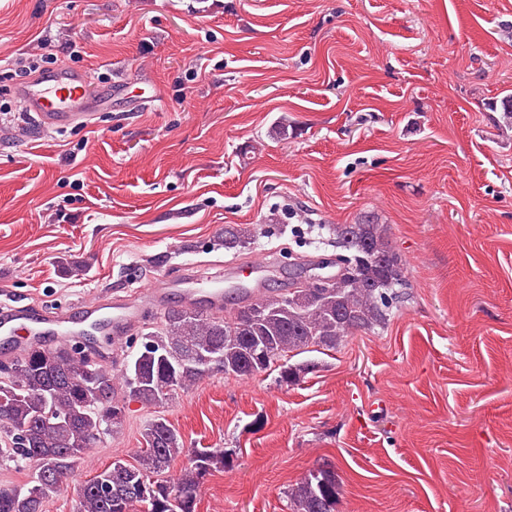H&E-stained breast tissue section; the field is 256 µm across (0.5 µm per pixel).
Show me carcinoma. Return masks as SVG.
I'll list each match as a JSON object with an SVG mask.
<instances>
[{"mask_svg":"<svg viewBox=\"0 0 512 512\" xmlns=\"http://www.w3.org/2000/svg\"><path fill=\"white\" fill-rule=\"evenodd\" d=\"M325 245L336 249L334 283L308 288L296 280L278 293L238 299L229 314L191 309L164 313L161 325L143 333V350L121 368L89 364L65 343L32 350L0 366V458L34 468L30 484L0 488V512H44L60 490L55 478L73 474L99 441L102 427L120 429L112 413L126 403L158 405L217 369L248 378L309 346L334 348L356 332L384 327L408 297L402 258L388 243L387 227L370 220L320 227ZM253 229L224 228V250L250 249ZM263 343L269 359L260 362L249 347ZM216 354L210 363L202 357ZM309 370L304 363L281 365L288 383ZM135 462L108 465L80 485L77 512H196L204 479L224 468V452L196 451L178 476H168L183 453L179 432L163 417L141 432ZM339 495L336 472H310L289 494L291 512H335Z\"/></svg>","mask_w":512,"mask_h":512,"instance_id":"obj_1","label":"carcinoma"}]
</instances>
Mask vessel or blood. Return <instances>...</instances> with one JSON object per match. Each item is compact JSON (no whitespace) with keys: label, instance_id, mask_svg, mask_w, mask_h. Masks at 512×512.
Instances as JSON below:
<instances>
[{"label":"vessel or blood","instance_id":"vessel-or-blood-1","mask_svg":"<svg viewBox=\"0 0 512 512\" xmlns=\"http://www.w3.org/2000/svg\"><path fill=\"white\" fill-rule=\"evenodd\" d=\"M89 77L67 66L25 80L16 90L20 108L29 113L33 125L66 128L91 126L98 112L108 110L105 98L88 94ZM168 297L167 289L151 283L135 289L118 302L101 299L80 304L73 312H51L29 304H17L0 311V335L18 339L19 350L29 347V337L50 336L56 342L100 331L102 319H110L114 337H121L125 325L140 314L144 304L161 305ZM183 301L195 310L217 313L224 308V291L220 288L184 290Z\"/></svg>","mask_w":512,"mask_h":512}]
</instances>
